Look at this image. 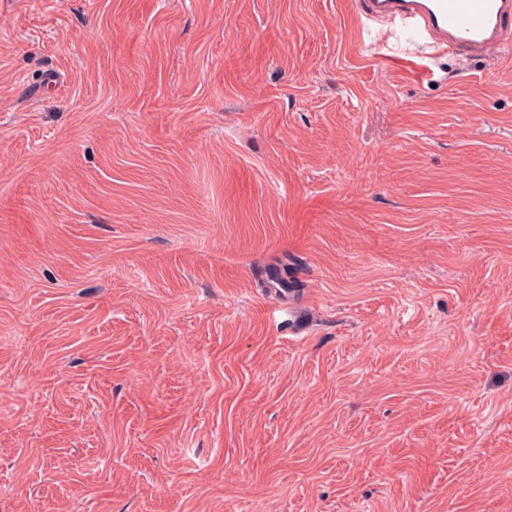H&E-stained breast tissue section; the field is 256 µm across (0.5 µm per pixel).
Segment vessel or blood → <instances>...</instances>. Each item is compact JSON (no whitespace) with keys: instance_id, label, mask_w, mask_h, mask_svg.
Segmentation results:
<instances>
[{"instance_id":"1","label":"vessel or blood","mask_w":512,"mask_h":512,"mask_svg":"<svg viewBox=\"0 0 512 512\" xmlns=\"http://www.w3.org/2000/svg\"><path fill=\"white\" fill-rule=\"evenodd\" d=\"M367 13L463 57L498 54L512 43V0H368Z\"/></svg>"}]
</instances>
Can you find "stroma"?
<instances>
[{
    "instance_id": "obj_1",
    "label": "stroma",
    "mask_w": 512,
    "mask_h": 512,
    "mask_svg": "<svg viewBox=\"0 0 512 512\" xmlns=\"http://www.w3.org/2000/svg\"><path fill=\"white\" fill-rule=\"evenodd\" d=\"M364 0H0V512H512V57Z\"/></svg>"
}]
</instances>
